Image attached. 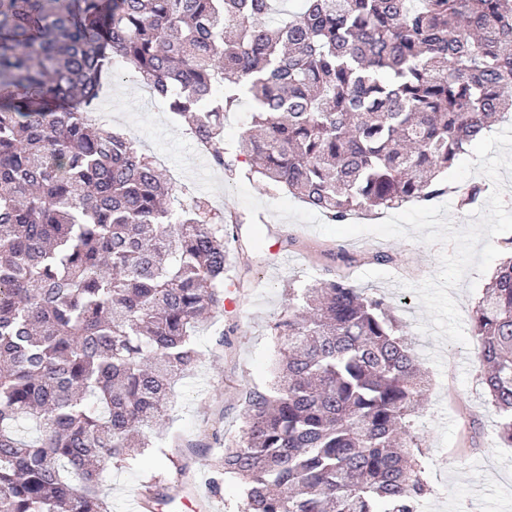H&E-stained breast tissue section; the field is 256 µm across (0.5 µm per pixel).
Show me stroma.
<instances>
[{"label": "stroma", "instance_id": "1", "mask_svg": "<svg viewBox=\"0 0 512 512\" xmlns=\"http://www.w3.org/2000/svg\"><path fill=\"white\" fill-rule=\"evenodd\" d=\"M100 105L111 112L113 130L134 137L149 154H167L161 167L169 178L239 217L228 228L236 257L231 273L236 306L198 327L202 358L176 385L166 419L150 436L152 449L133 464L105 465L102 494L112 512H130L156 477L179 478L189 490L201 491L198 473L211 472L225 442L242 434L243 392L266 388L274 379L278 353L272 327L287 313L289 285L310 284L342 270L355 287L393 305L403 331L413 339L415 356L434 379L418 413V434L427 451L443 462L429 471L432 492L421 512H512V447L499 439L498 416L479 383L476 336L470 333L461 345L439 342L419 330L429 317L409 287L436 274L439 246L370 234L323 235L275 216L268 209L275 195L253 178L246 186L265 205L254 217L264 241L253 249L248 227L254 218L234 195L235 180L199 160L186 123L152 111L140 84L128 75L113 79ZM339 250L352 257L351 267L333 260ZM378 252L389 255V262H376ZM375 269L384 271V278L364 279V272ZM220 337L225 340L221 346L216 343Z\"/></svg>", "mask_w": 512, "mask_h": 512}]
</instances>
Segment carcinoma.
I'll return each mask as SVG.
<instances>
[{"instance_id":"carcinoma-1","label":"carcinoma","mask_w":512,"mask_h":512,"mask_svg":"<svg viewBox=\"0 0 512 512\" xmlns=\"http://www.w3.org/2000/svg\"><path fill=\"white\" fill-rule=\"evenodd\" d=\"M278 2L0 0V512H112L101 463L149 447L224 310L228 215L86 117L106 77L135 74L229 172L246 91L247 176L337 223L446 195L463 145L512 114V0ZM274 331L214 484L241 512H421L431 379L392 304L333 276L288 288ZM473 333L512 445V259ZM248 100L243 97L239 105L224 114V140L235 146L242 133L250 125L251 112Z\"/></svg>"}]
</instances>
